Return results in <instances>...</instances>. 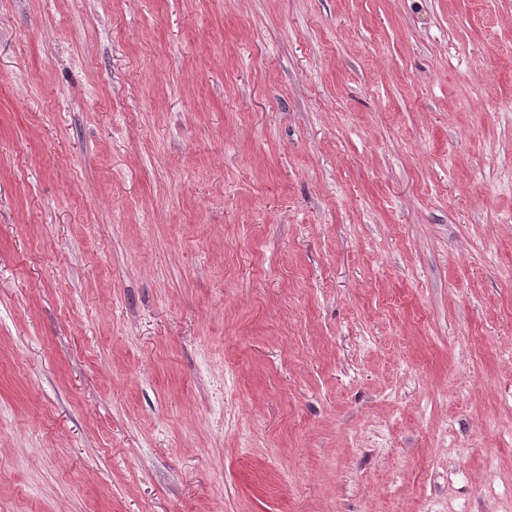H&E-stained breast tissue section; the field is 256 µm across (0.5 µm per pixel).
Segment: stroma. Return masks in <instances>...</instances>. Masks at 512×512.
<instances>
[{
  "mask_svg": "<svg viewBox=\"0 0 512 512\" xmlns=\"http://www.w3.org/2000/svg\"><path fill=\"white\" fill-rule=\"evenodd\" d=\"M0 512H512V0H0Z\"/></svg>",
  "mask_w": 512,
  "mask_h": 512,
  "instance_id": "35a3bbf8",
  "label": "stroma"
}]
</instances>
